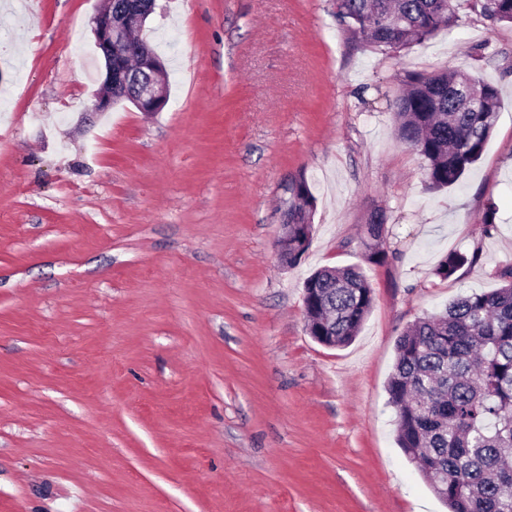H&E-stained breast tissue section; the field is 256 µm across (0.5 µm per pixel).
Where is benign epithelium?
<instances>
[{
    "instance_id": "obj_1",
    "label": "benign epithelium",
    "mask_w": 512,
    "mask_h": 512,
    "mask_svg": "<svg viewBox=\"0 0 512 512\" xmlns=\"http://www.w3.org/2000/svg\"><path fill=\"white\" fill-rule=\"evenodd\" d=\"M146 15L133 10L128 2L115 8L99 9L91 19V32L97 55L104 61V72L100 74V87L96 92L95 110L105 112L122 101L131 103L146 114L162 111L166 97L159 90L164 72L157 69L153 56L141 53L136 68L122 71L112 67V54L128 41L132 29L145 26Z\"/></svg>"
}]
</instances>
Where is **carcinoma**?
I'll use <instances>...</instances> for the list:
<instances>
[{
    "mask_svg": "<svg viewBox=\"0 0 512 512\" xmlns=\"http://www.w3.org/2000/svg\"><path fill=\"white\" fill-rule=\"evenodd\" d=\"M483 17L512 25V0H479ZM461 0H336V18L352 37L397 53L420 45L459 21ZM482 92L472 109L457 89ZM500 108L498 88L463 71L417 74L392 104L397 139L425 161L431 190L460 182L481 158ZM288 266L299 263L312 239L315 199L305 179L288 183ZM385 223L365 225L367 259L383 264ZM479 259L448 253L436 274L450 278ZM504 285L461 294L444 311L415 320L399 337L388 383L399 448L423 462L435 495L449 512H512V263L499 269ZM314 292L305 310L310 327L324 314L334 324L318 336L343 347L357 336L373 303V289L357 267L323 268L304 282Z\"/></svg>",
    "mask_w": 512,
    "mask_h": 512,
    "instance_id": "obj_1",
    "label": "carcinoma"
}]
</instances>
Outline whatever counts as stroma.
I'll return each instance as SVG.
<instances>
[{"label": "stroma", "mask_w": 512, "mask_h": 512, "mask_svg": "<svg viewBox=\"0 0 512 512\" xmlns=\"http://www.w3.org/2000/svg\"><path fill=\"white\" fill-rule=\"evenodd\" d=\"M100 2L0 0V512H446L386 387L407 326L512 261V26L464 0L457 26L389 54L333 0H156L169 100L148 116L93 109ZM446 69L501 109L476 165L431 192L390 105ZM299 177L315 230L291 268ZM454 250L480 259L437 276ZM348 265L374 307L327 347L303 283ZM288 224H282L281 248H288V266H295L309 248L312 239V213L315 199L305 179L299 178L288 183ZM293 224L288 237V226ZM381 222V216L380 212H375L370 215L368 219V224L365 225L364 230V244L368 248V254L367 259L370 263L373 264H383L386 262L388 255L384 249L380 248H373L371 243H367L366 239L378 243H381L383 239V232L385 229V220H383L380 224H377Z\"/></svg>", "instance_id": "obj_1"}]
</instances>
